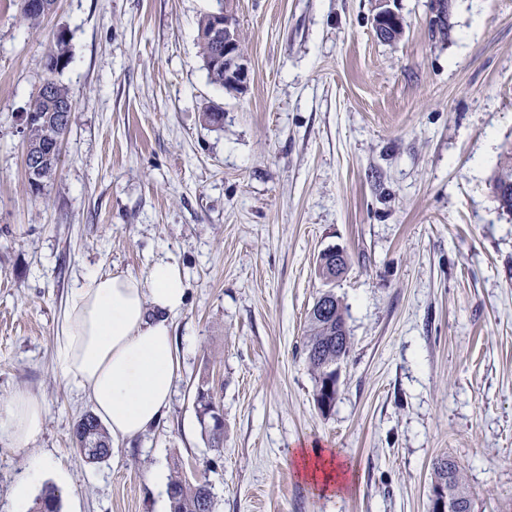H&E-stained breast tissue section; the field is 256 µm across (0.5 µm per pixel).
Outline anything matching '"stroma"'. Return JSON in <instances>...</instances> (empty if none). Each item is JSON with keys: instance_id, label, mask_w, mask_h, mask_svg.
Here are the masks:
<instances>
[{"instance_id": "obj_1", "label": "stroma", "mask_w": 512, "mask_h": 512, "mask_svg": "<svg viewBox=\"0 0 512 512\" xmlns=\"http://www.w3.org/2000/svg\"><path fill=\"white\" fill-rule=\"evenodd\" d=\"M216 0H56L36 28L0 0V398L47 410L25 452L0 444V512L31 488L60 512H169L175 464L211 484L215 512H429L433 463L453 456L475 512H512V213L489 182L512 146V0H394L402 35L378 38L375 0H235L249 67L210 83L197 44ZM74 95L60 160L39 192L25 112L57 35ZM224 124L205 123V107ZM340 246L334 288L351 351L329 413L301 348ZM180 268L168 412L90 463L72 430L91 404L57 373L66 300L90 270ZM224 413L209 449L194 393ZM317 446L352 480L322 492L296 451ZM323 252L328 256H333V258H336V262L335 260L334 262H331L330 257L323 255L320 257L319 263L317 261V271L319 276L327 283H331L337 278V270L343 267L344 262L347 263L348 255L343 248L339 247H332ZM331 265H334L335 267L332 268Z\"/></svg>"}]
</instances>
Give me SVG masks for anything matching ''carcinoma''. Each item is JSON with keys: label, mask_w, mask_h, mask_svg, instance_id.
<instances>
[{"label": "carcinoma", "mask_w": 512, "mask_h": 512, "mask_svg": "<svg viewBox=\"0 0 512 512\" xmlns=\"http://www.w3.org/2000/svg\"><path fill=\"white\" fill-rule=\"evenodd\" d=\"M27 0H17L20 19L32 28L39 26L41 20L50 10L30 9L25 6ZM214 13H206L199 23L198 46L204 67L210 82L224 87V69L213 64L216 47L203 37L212 27ZM68 62V48L63 35L56 38L55 47L48 54L47 63L52 65L50 73L55 74ZM45 84L50 93L40 90L32 98L27 118L25 147L28 149L44 148L51 138H62L68 130L69 114L58 111L59 105L73 102L68 87L54 78H46ZM492 191L499 207L512 212V155L509 161L498 170L492 180ZM308 333L302 352L314 375L315 387L313 399L321 413L333 409L338 389H336V363H344L350 353L349 337L336 335V330L346 327L344 307L341 299L331 288L323 290L316 298L308 312ZM194 402L197 420L202 434L207 438L208 447L221 451L224 443V428L212 425L217 405L213 401L211 390L205 384L197 386ZM328 403V409L321 408V403ZM73 442L81 448L91 443L103 449V456L112 450V440L98 418L92 413L83 414L75 423ZM432 487L448 490V497L453 500L451 512H474L475 506L470 493L462 483L460 466L455 458L444 456L433 464ZM170 512H214V493L211 485L202 480L195 482L187 479L180 471L170 476L168 483ZM60 495L53 488L45 489L36 502V512H59Z\"/></svg>", "instance_id": "obj_1"}]
</instances>
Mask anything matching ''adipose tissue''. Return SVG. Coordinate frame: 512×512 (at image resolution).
<instances>
[{
    "label": "adipose tissue",
    "mask_w": 512,
    "mask_h": 512,
    "mask_svg": "<svg viewBox=\"0 0 512 512\" xmlns=\"http://www.w3.org/2000/svg\"><path fill=\"white\" fill-rule=\"evenodd\" d=\"M179 268L155 263L147 276L85 273L72 289L55 348L58 374L85 395L113 441L134 439L164 418L176 378L172 319L187 303ZM46 408L29 391L0 401V444L28 450ZM297 469L322 491L345 487L347 472L321 448L302 450Z\"/></svg>",
    "instance_id": "obj_1"
}]
</instances>
